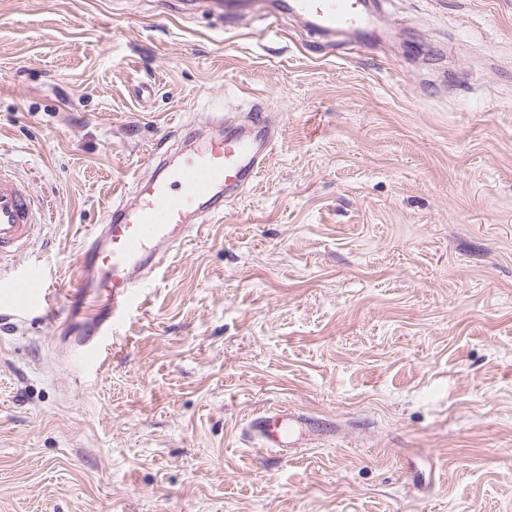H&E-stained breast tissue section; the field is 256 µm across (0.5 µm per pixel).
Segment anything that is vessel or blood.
Wrapping results in <instances>:
<instances>
[{"instance_id": "obj_1", "label": "vessel or blood", "mask_w": 512, "mask_h": 512, "mask_svg": "<svg viewBox=\"0 0 512 512\" xmlns=\"http://www.w3.org/2000/svg\"><path fill=\"white\" fill-rule=\"evenodd\" d=\"M267 6L327 33L360 30L370 15L367 0H268ZM277 139L275 124L257 107L242 122L215 112L207 130L185 129L175 159L154 157L150 172L90 228L67 286L37 267L0 277V319L55 321L59 348L81 373L97 372L144 282L169 252L202 224L222 219L255 184ZM46 219L47 207L29 184L0 169V259L24 249ZM316 426L313 417L280 406L250 422L261 449L286 454L302 447L303 434Z\"/></svg>"}]
</instances>
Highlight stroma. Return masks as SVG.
Segmentation results:
<instances>
[{
    "mask_svg": "<svg viewBox=\"0 0 512 512\" xmlns=\"http://www.w3.org/2000/svg\"><path fill=\"white\" fill-rule=\"evenodd\" d=\"M428 63L299 17L0 0V166L67 283L186 122L259 106L255 187L165 262L102 371L0 327V512H512V0H381ZM321 418L294 457L251 416Z\"/></svg>",
    "mask_w": 512,
    "mask_h": 512,
    "instance_id": "obj_1",
    "label": "stroma"
}]
</instances>
